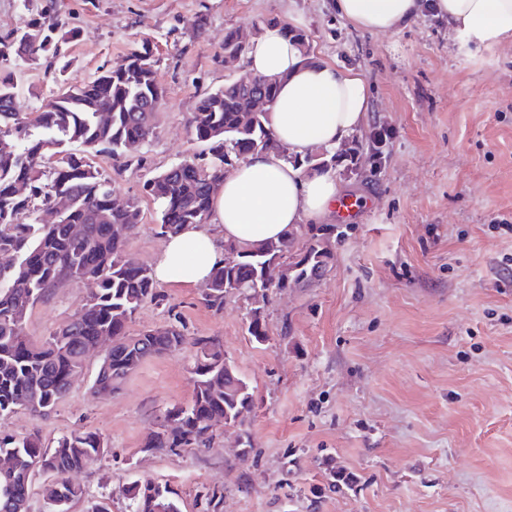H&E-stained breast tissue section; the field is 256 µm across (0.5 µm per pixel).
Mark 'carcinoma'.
<instances>
[{
  "label": "carcinoma",
  "instance_id": "obj_1",
  "mask_svg": "<svg viewBox=\"0 0 512 512\" xmlns=\"http://www.w3.org/2000/svg\"><path fill=\"white\" fill-rule=\"evenodd\" d=\"M254 26L224 34V55L245 56ZM75 38L58 20L32 19L0 39V66L18 60L38 63L46 54ZM17 84L10 74L0 77V253L14 262L0 265V417L18 410L37 416L50 413L82 371L84 350L100 336L115 339L107 351L94 386L117 388L145 360L176 351L185 342L177 325L127 337L141 305L160 299L152 270L126 250L138 226L137 202L123 201L112 191V178L89 160L107 152L130 162L155 136L156 115L164 90L156 83L150 49H134L92 81L64 88L35 111H18ZM262 89L269 100L277 80L244 72L201 98L191 127L196 140L208 145L207 155L172 165L143 182V191L160 203L158 234L176 235L186 224H204L210 201L224 175L247 155L277 151L295 166L334 169L341 163L360 169L386 157L387 135L372 128L332 151L303 158L288 152L274 137L270 113L253 110L252 95ZM78 143L86 155L67 149ZM69 199L68 209L52 224L37 222L36 213L51 209L57 197ZM80 225L75 237L71 227ZM292 227L278 240L256 245L224 243V262L205 283L201 303L215 311L229 296L251 303L247 332L261 344L267 338L260 301L287 288H302L320 278L332 262L322 228L310 225L302 247ZM81 279L96 282V291L82 310L43 343H33L24 321L33 306L47 303L64 284ZM191 366L194 391L185 406L165 411L145 447L158 451L207 447L213 423L239 422L253 407L248 384L224 356L216 336H198ZM102 435L76 430L45 444L36 434L15 437L0 431V454L11 455L13 467L0 474V512H26L35 472L47 468L60 501L48 512H69L84 495L70 475L104 453ZM127 493L133 512H180L172 491L151 479L136 480Z\"/></svg>",
  "mask_w": 512,
  "mask_h": 512
}]
</instances>
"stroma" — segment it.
Masks as SVG:
<instances>
[{"label": "stroma", "mask_w": 512, "mask_h": 512, "mask_svg": "<svg viewBox=\"0 0 512 512\" xmlns=\"http://www.w3.org/2000/svg\"><path fill=\"white\" fill-rule=\"evenodd\" d=\"M49 12L79 35L61 49L66 71L49 59L15 67L23 111L133 49L153 52L165 92L156 136L141 162L94 159L116 195L139 204L126 249L146 265L165 240L143 182L202 152L197 103L239 73L224 66L227 30L294 18L317 56L364 74L368 119L391 133L377 175L337 171L357 210L324 226L327 272L266 301L265 343L247 333L244 300L215 311L200 288L162 284L127 333L178 321L182 349L100 394L98 348L49 415L0 419L7 433L48 442L82 428L106 438L104 455L74 476L86 495L72 512L100 502L130 512L125 489L145 478L167 485L181 512H204L214 487L221 512H512V40L467 43L428 8L371 35L332 0H0V38ZM92 288H59L29 312L26 336L44 342ZM196 336L222 340L254 406L241 424L215 426L210 447L148 450L163 413L191 398ZM337 470L353 483L336 482Z\"/></svg>", "instance_id": "stroma-1"}]
</instances>
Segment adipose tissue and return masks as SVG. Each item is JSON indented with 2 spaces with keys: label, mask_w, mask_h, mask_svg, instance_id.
<instances>
[{
  "label": "adipose tissue",
  "mask_w": 512,
  "mask_h": 512,
  "mask_svg": "<svg viewBox=\"0 0 512 512\" xmlns=\"http://www.w3.org/2000/svg\"><path fill=\"white\" fill-rule=\"evenodd\" d=\"M335 13L354 29L392 34L413 23L421 0H333ZM436 11L466 41L491 46L512 38V0H436ZM256 76L280 82L270 113L276 138L306 156L341 144L366 121L371 88L364 74L306 54L283 25L262 26L246 52ZM342 187L332 171L304 170L277 154L250 155L226 174L212 203V222L190 224L163 245L153 267L163 284L195 287L224 259L222 242L255 245L297 224L330 219Z\"/></svg>",
  "instance_id": "obj_1"
}]
</instances>
